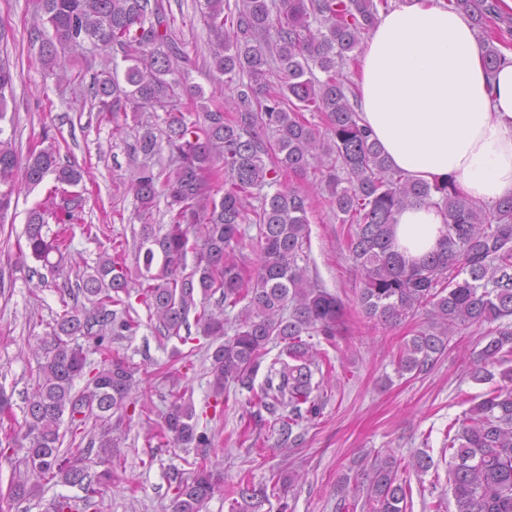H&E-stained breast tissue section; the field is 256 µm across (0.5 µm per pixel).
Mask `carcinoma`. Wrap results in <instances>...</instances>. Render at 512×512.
<instances>
[{
	"mask_svg": "<svg viewBox=\"0 0 512 512\" xmlns=\"http://www.w3.org/2000/svg\"><path fill=\"white\" fill-rule=\"evenodd\" d=\"M388 0H204L202 13L211 46L210 70L220 89L229 90L224 105L210 107L201 87L190 82L184 45L171 35V20L151 0H37L38 38L43 61L56 65L67 53L92 45L112 52L93 74L91 106L114 122L133 114L141 129L133 151L144 162L129 180L148 218L157 198L166 200V224L141 225L135 245L138 294L156 318L163 336L187 343L181 335L189 314L204 338L224 342L210 354L209 386L213 412L224 411L233 384L253 393V415L267 413L277 426L281 445L296 448L293 427L321 415L325 380L316 359L317 336L336 344L345 331V303L309 276L310 238L307 193L282 187L288 173L313 176L325 184L330 206L347 225L342 244L360 273L357 303L383 325L396 326L424 310L430 316L401 348L398 373L421 372L433 365L455 336L485 327V345L476 353L473 380L487 379V366L512 362V196L489 208L464 197L451 182L413 181L391 167L370 131L359 123L354 92L344 66L353 61L363 35ZM482 31L505 22L500 0H446ZM500 37L487 35L484 60L493 68L500 59ZM128 63L119 73L115 56ZM324 74L315 75L314 70ZM279 77L274 84L271 78ZM17 73L0 58V223L17 190L15 176L30 188L46 177L55 182L45 200L27 215L29 257L55 269L67 251V231L84 206L83 170L60 163L54 137L46 146L22 156L6 134L8 101L14 99ZM321 113V133L305 117ZM168 152L167 160L155 156ZM224 172V194L212 183ZM279 186L251 207L253 190ZM427 203L444 215L446 232L437 249L417 259L395 250L394 215ZM55 224L53 230L50 224ZM244 224H254L251 239L257 263L238 257ZM92 273L76 287L90 308L66 310L56 321L44 348L33 391L27 398L24 451L8 482V497L27 500L54 482L78 486L82 506L58 495L53 512H98L96 496L112 481V458L122 437L114 435L131 404L138 367L112 350V340L133 336L140 327L130 302L129 268L124 250L112 247ZM57 256L51 261V256ZM192 264H187V259ZM220 295L223 306L210 308ZM233 335L224 313L238 304ZM82 336L92 341L85 347ZM280 346L263 383L254 381L268 354ZM100 356L87 369V354ZM320 378H315V375ZM87 377L83 391L77 379ZM496 387L451 423L449 470L457 512H512V368ZM69 419L70 442L84 436L89 419L101 430L99 464L89 475V457L77 448L61 450L63 417ZM157 435L170 444L194 448L186 461L189 476L175 486L170 512H202L224 491V471L210 460L214 436L199 427V415L185 395L175 392L158 423ZM397 462L376 457L366 487L371 512H406L410 487L399 481ZM232 512H256L268 498L267 486L243 475Z\"/></svg>",
	"mask_w": 512,
	"mask_h": 512,
	"instance_id": "cac0c4a2",
	"label": "carcinoma"
}]
</instances>
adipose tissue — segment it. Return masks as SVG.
I'll return each mask as SVG.
<instances>
[{
    "label": "adipose tissue",
    "mask_w": 512,
    "mask_h": 512,
    "mask_svg": "<svg viewBox=\"0 0 512 512\" xmlns=\"http://www.w3.org/2000/svg\"><path fill=\"white\" fill-rule=\"evenodd\" d=\"M358 114L391 165L414 181L453 179L469 198L512 195V46L483 63L470 20L435 0L381 11L353 77ZM443 215L416 205L395 215V247L434 250Z\"/></svg>",
    "instance_id": "adipose-tissue-1"
}]
</instances>
